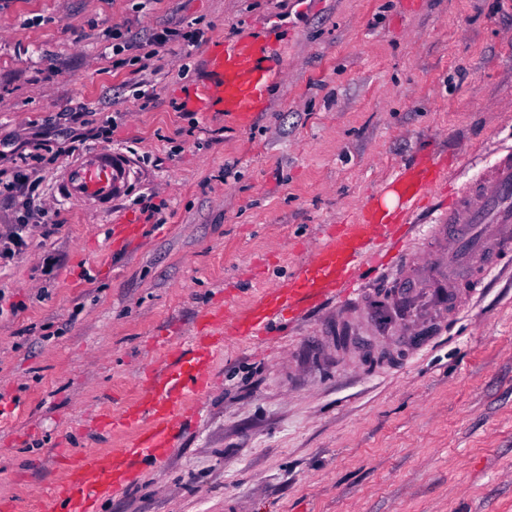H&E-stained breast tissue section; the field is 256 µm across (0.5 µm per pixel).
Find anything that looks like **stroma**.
<instances>
[{"mask_svg": "<svg viewBox=\"0 0 512 512\" xmlns=\"http://www.w3.org/2000/svg\"><path fill=\"white\" fill-rule=\"evenodd\" d=\"M167 27L142 77L138 46ZM254 31L285 60L269 111L180 109L211 79L210 43ZM46 135L35 194L54 221L0 259V498L21 503L45 499L60 442L82 450L92 417L134 395L158 341L286 280L427 154L428 202L396 220L417 227L402 248H438L449 191L512 150V0H0L1 183ZM113 148L136 167L111 216L59 197L74 154ZM129 215L141 237L111 247ZM410 333L361 312L337 344L325 303L259 340L225 334L176 447L98 512H512V273L423 349L400 350Z\"/></svg>", "mask_w": 512, "mask_h": 512, "instance_id": "1", "label": "stroma"}]
</instances>
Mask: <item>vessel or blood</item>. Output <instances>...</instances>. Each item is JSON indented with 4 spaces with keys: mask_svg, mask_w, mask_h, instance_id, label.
<instances>
[{
    "mask_svg": "<svg viewBox=\"0 0 512 512\" xmlns=\"http://www.w3.org/2000/svg\"><path fill=\"white\" fill-rule=\"evenodd\" d=\"M205 66L210 84L188 91L185 100L199 112H221L240 121L268 111L270 90L279 80L284 60L260 35L212 43ZM134 164L119 150L86 153L67 165L61 175L64 199L108 212L124 197ZM429 169L419 163L398 167L390 176L389 192L406 209L425 198ZM378 198L367 199L358 216L337 225L310 259L294 266L285 284L259 290L232 316L235 335L258 338L272 335L286 311L303 309L330 295L342 315L361 295L355 273L378 270L391 263L405 275L394 293L418 297L424 287H447L449 304L475 294L487 271L512 265V154L500 157L485 178L458 189L441 209L433 231L443 239L447 260L427 254L412 257L397 252L383 261L381 239L390 237L391 224ZM224 310L204 312L188 343L177 344L165 360L145 372L137 395L116 415H96L103 433L123 434L121 447L58 453L62 476L52 488L57 512H95L99 501L118 494L136 478L140 467L163 460L181 433L187 405L212 384V357L224 348Z\"/></svg>",
    "mask_w": 512,
    "mask_h": 512,
    "instance_id": "vessel-or-blood-1",
    "label": "vessel or blood"
}]
</instances>
